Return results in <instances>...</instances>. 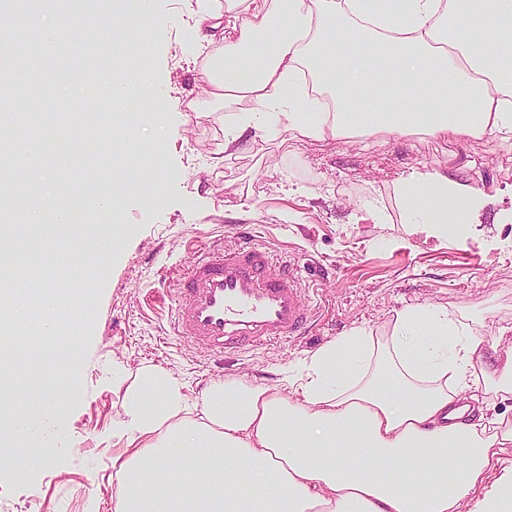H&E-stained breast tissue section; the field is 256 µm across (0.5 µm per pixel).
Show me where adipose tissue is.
Returning <instances> with one entry per match:
<instances>
[{
    "label": "adipose tissue",
    "mask_w": 512,
    "mask_h": 512,
    "mask_svg": "<svg viewBox=\"0 0 512 512\" xmlns=\"http://www.w3.org/2000/svg\"><path fill=\"white\" fill-rule=\"evenodd\" d=\"M194 28L212 49L197 70L209 101L235 107L226 154L270 115L297 140L356 122L512 138V0H199ZM395 187L409 223L439 236L463 235L484 201L436 169ZM479 348L417 305L276 386L227 379L191 397L144 368L123 391L116 512H512V423L478 412L480 389L512 393V354L479 365Z\"/></svg>",
    "instance_id": "obj_1"
}]
</instances>
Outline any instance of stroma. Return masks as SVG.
Wrapping results in <instances>:
<instances>
[{"instance_id":"stroma-1","label":"stroma","mask_w":512,"mask_h":512,"mask_svg":"<svg viewBox=\"0 0 512 512\" xmlns=\"http://www.w3.org/2000/svg\"><path fill=\"white\" fill-rule=\"evenodd\" d=\"M127 2L112 33L121 41L138 32L144 47L120 67L95 56L89 82L64 70L55 53L46 56L54 113L65 120L91 112L90 134L71 138L49 129L17 148L19 157L40 153L32 180L43 193H69L78 206L66 223L53 208L15 212L17 229H46L40 250L61 273L44 290L60 294L70 316L55 333V349L42 353L41 370L0 391V420L12 416L13 403L38 397L54 450L24 479L0 472V512H113L108 477L122 444L112 427L123 416L114 381H134L146 366L179 379L190 395L233 377L276 385L350 329L388 335L397 311L416 304L446 308L484 352L512 348L501 337L512 326V223L504 219L512 212V140L381 137L355 129L342 138L296 141L276 127L225 156L226 109L212 105L195 80L201 48L192 32L194 0H149L144 12L137 0ZM118 68L125 78L119 97ZM152 98L161 109L149 106ZM144 149L164 155V169L137 186L122 183L121 172ZM89 150L113 156L106 209L92 183L63 179L66 164ZM19 157L12 168H20ZM419 164L464 171L484 188L486 203L469 214L465 237H430L408 223L394 183ZM157 188L162 202L145 206L143 195ZM248 226L269 251L299 263L320 307L311 330L224 354L168 335L170 301L159 289L166 272L214 239L234 247ZM100 265L105 276L88 289L82 311L71 313L77 278ZM61 358L70 361L72 378L60 393L49 365Z\"/></svg>"}]
</instances>
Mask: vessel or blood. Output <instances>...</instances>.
Returning <instances> with one entry per match:
<instances>
[{
    "label": "vessel or blood",
    "mask_w": 512,
    "mask_h": 512,
    "mask_svg": "<svg viewBox=\"0 0 512 512\" xmlns=\"http://www.w3.org/2000/svg\"><path fill=\"white\" fill-rule=\"evenodd\" d=\"M170 330L205 351L237 350L301 334L313 317L295 272L245 242H212L172 269Z\"/></svg>",
    "instance_id": "1"
}]
</instances>
